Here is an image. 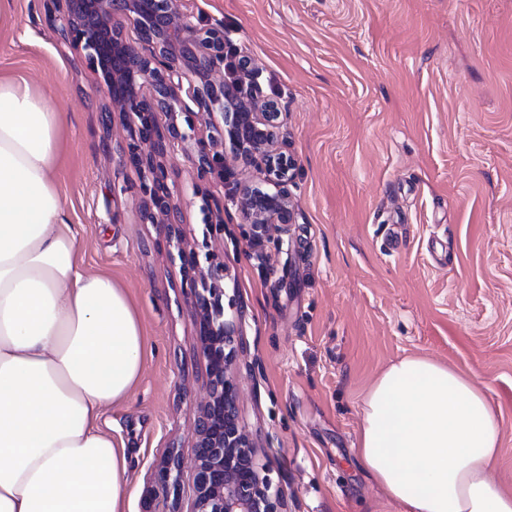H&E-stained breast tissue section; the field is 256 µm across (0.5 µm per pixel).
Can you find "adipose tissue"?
<instances>
[{
	"instance_id": "1",
	"label": "adipose tissue",
	"mask_w": 512,
	"mask_h": 512,
	"mask_svg": "<svg viewBox=\"0 0 512 512\" xmlns=\"http://www.w3.org/2000/svg\"><path fill=\"white\" fill-rule=\"evenodd\" d=\"M58 157V113L0 80V512H125L127 449L100 421L139 378L143 334L123 289L78 262ZM355 453L402 512H512L485 389L430 359L372 384Z\"/></svg>"
}]
</instances>
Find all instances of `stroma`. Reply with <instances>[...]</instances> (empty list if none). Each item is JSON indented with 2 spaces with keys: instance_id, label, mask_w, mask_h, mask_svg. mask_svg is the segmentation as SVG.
<instances>
[{
  "instance_id": "35a3bbf8",
  "label": "stroma",
  "mask_w": 512,
  "mask_h": 512,
  "mask_svg": "<svg viewBox=\"0 0 512 512\" xmlns=\"http://www.w3.org/2000/svg\"><path fill=\"white\" fill-rule=\"evenodd\" d=\"M223 22L279 103L294 222L249 247L235 190L260 183L226 155L206 187L224 208V290L243 316L239 415L288 512H400L356 462L362 399L393 363L423 356L489 384L512 491V0H179ZM0 77L61 112L56 183L78 259L125 288L144 339L140 378L101 424L130 459L126 512H165L155 468L177 447L192 499V432L206 362L179 260L125 163L114 113L83 52L33 0H0ZM167 182L202 238L196 171L181 148Z\"/></svg>"
}]
</instances>
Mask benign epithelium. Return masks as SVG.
I'll return each instance as SVG.
<instances>
[{
	"label": "benign epithelium",
	"mask_w": 512,
	"mask_h": 512,
	"mask_svg": "<svg viewBox=\"0 0 512 512\" xmlns=\"http://www.w3.org/2000/svg\"><path fill=\"white\" fill-rule=\"evenodd\" d=\"M53 30L85 53L91 69L103 81L112 108L136 118L128 129L124 161L139 171V183L114 185L112 193L136 191L145 203V216L166 228L176 250L182 289L195 305V329L208 382L206 396L192 433V512H286L283 492L272 486L257 462L256 447L239 417L237 359L242 316L224 315V256L205 243L200 253L186 241L182 200L168 186V148L194 145L190 161L196 169L206 237L224 239L219 206H211L201 184L224 172V145L240 158L258 163L262 183L245 185L237 194L238 210L248 226L245 239L254 248L294 221L288 194L298 170L297 160L278 147L281 112L272 99L250 91L224 94V23L200 26L179 12L175 0H43ZM133 22L140 39L152 48L140 55L115 24L117 13ZM188 84V99L181 97ZM152 86L153 97L142 94ZM221 114L222 123H209L210 134L199 135L202 115ZM181 460L176 451L155 469L153 482L173 495L166 512H179Z\"/></svg>",
	"instance_id": "benign-epithelium-1"
}]
</instances>
